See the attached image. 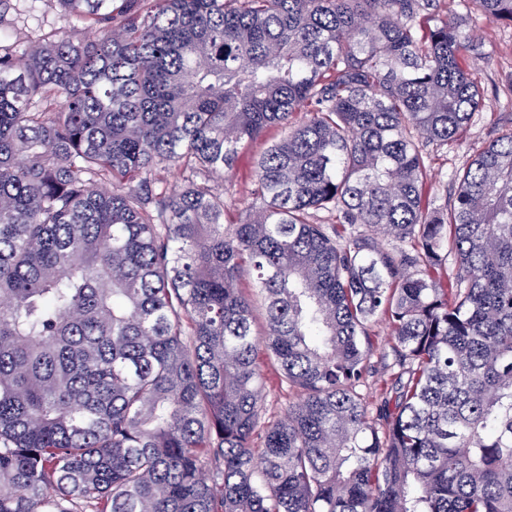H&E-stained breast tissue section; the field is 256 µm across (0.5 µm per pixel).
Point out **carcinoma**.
<instances>
[{
  "instance_id": "cac0c4a2",
  "label": "carcinoma",
  "mask_w": 512,
  "mask_h": 512,
  "mask_svg": "<svg viewBox=\"0 0 512 512\" xmlns=\"http://www.w3.org/2000/svg\"><path fill=\"white\" fill-rule=\"evenodd\" d=\"M46 6L104 32L20 49L0 0V512H512V133L423 202L470 34L420 32L437 0ZM271 126L226 225L212 177ZM261 350L299 394L267 425ZM372 340L375 354L371 360L372 367L366 376V384L370 400L376 403L389 392L391 387L389 373L382 368L379 359L380 353L388 352L392 344L390 331L385 321L379 320L374 324L372 327Z\"/></svg>"
}]
</instances>
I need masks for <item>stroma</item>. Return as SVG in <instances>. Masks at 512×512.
Listing matches in <instances>:
<instances>
[{
  "instance_id": "obj_1",
  "label": "stroma",
  "mask_w": 512,
  "mask_h": 512,
  "mask_svg": "<svg viewBox=\"0 0 512 512\" xmlns=\"http://www.w3.org/2000/svg\"><path fill=\"white\" fill-rule=\"evenodd\" d=\"M440 16L454 19L474 35L477 51L469 60L478 74L484 94V107L475 112L463 135L447 149L424 144L431 158L428 195L437 207L450 204L459 176L475 152L512 129V23L491 22L475 14L468 0H440ZM14 37L21 44L37 41L42 35L62 31L73 37L94 39L100 34L98 26L83 21L63 20L49 9L43 0H12L8 14ZM283 135L272 126L255 141L242 149L226 182L224 202L230 213L249 208L253 203L251 189L256 159Z\"/></svg>"
}]
</instances>
